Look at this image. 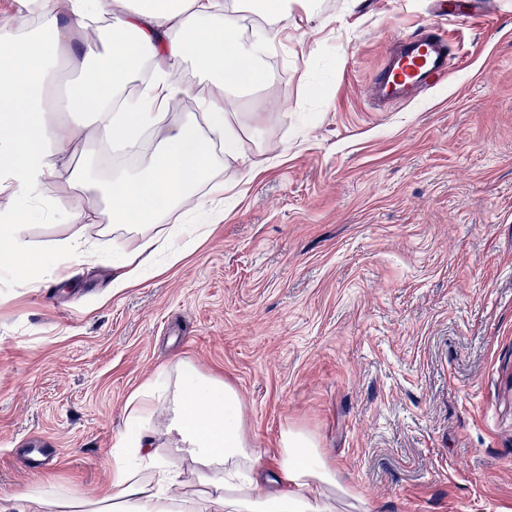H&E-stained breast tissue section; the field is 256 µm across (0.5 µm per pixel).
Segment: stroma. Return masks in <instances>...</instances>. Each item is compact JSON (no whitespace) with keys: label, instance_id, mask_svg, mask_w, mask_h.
<instances>
[{"label":"stroma","instance_id":"1","mask_svg":"<svg viewBox=\"0 0 512 512\" xmlns=\"http://www.w3.org/2000/svg\"><path fill=\"white\" fill-rule=\"evenodd\" d=\"M315 0L241 110L252 161L210 235L120 293L108 259L0 274V494L98 499L129 395L181 361L239 391L254 443L311 434L364 512H512V0ZM456 54L371 103L399 37Z\"/></svg>","mask_w":512,"mask_h":512}]
</instances>
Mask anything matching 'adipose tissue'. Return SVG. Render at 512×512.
<instances>
[{"instance_id":"adipose-tissue-1","label":"adipose tissue","mask_w":512,"mask_h":512,"mask_svg":"<svg viewBox=\"0 0 512 512\" xmlns=\"http://www.w3.org/2000/svg\"><path fill=\"white\" fill-rule=\"evenodd\" d=\"M16 2L34 11L38 25L0 48V195L11 201L0 213V271L36 284L31 255L38 248L58 256L55 279L67 282L74 265L98 261L86 225L108 223L139 240L112 272L113 290L122 291L157 256L165 266L178 263L202 229L218 223L225 194L259 174L243 151L250 130L241 99L267 82V58L292 39L310 0H259L271 25L250 34L242 25L245 0H113L108 8L102 0ZM63 53L85 80L67 93L62 119L42 90ZM188 61L218 91L201 98L199 113L175 118L170 103L191 92L181 78ZM96 145L138 164L104 179L71 166ZM222 163L233 165L232 175L213 180ZM51 181L62 196L50 206L42 188ZM179 207L187 223L154 234ZM47 208L69 233L36 248L28 223ZM174 370L172 407L159 405L149 385L126 402L129 419L147 415L157 424L113 465L103 498L113 512H335L337 497H351L312 436L287 428L276 447H257L232 384L181 362ZM183 455L198 466L199 489L189 488L175 464Z\"/></svg>"}]
</instances>
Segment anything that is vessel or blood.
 Wrapping results in <instances>:
<instances>
[{
  "label": "vessel or blood",
  "instance_id": "1",
  "mask_svg": "<svg viewBox=\"0 0 512 512\" xmlns=\"http://www.w3.org/2000/svg\"><path fill=\"white\" fill-rule=\"evenodd\" d=\"M451 48L437 26L399 38L388 62L373 76L370 92L384 101L411 99L426 89L431 79L448 71Z\"/></svg>",
  "mask_w": 512,
  "mask_h": 512
}]
</instances>
